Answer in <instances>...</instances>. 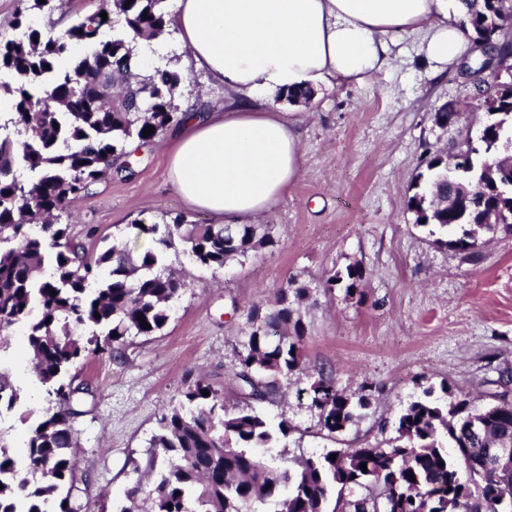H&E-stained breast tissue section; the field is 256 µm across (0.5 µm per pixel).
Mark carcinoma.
<instances>
[{
    "label": "carcinoma",
    "instance_id": "cac0c4a2",
    "mask_svg": "<svg viewBox=\"0 0 512 512\" xmlns=\"http://www.w3.org/2000/svg\"><path fill=\"white\" fill-rule=\"evenodd\" d=\"M164 3L101 0L64 29L30 25L22 38L0 41V71L11 78L0 84L10 98L0 122V332L26 326L34 371L53 403L22 459L0 441V512H81L73 498L74 421L81 415L77 395L88 386L70 370L90 354L118 351L128 338L152 336L166 325L170 303L185 288L166 264L170 250L180 246L197 265L217 270L274 245L267 228L256 233L254 225L241 224L226 238L224 224L175 217L134 225L147 235L142 245L115 243L94 255L59 222V213L86 196L101 174L131 171L130 143H151L181 121L176 99L185 79L177 70L131 72L135 41L169 23ZM467 6L473 42H494L511 53L512 44L498 42V35L512 23V0H467ZM117 24L119 34L102 37ZM76 44L87 46L88 54H73ZM98 73L112 77L119 106L102 101ZM132 89L152 111H128ZM478 89L498 103L485 120L487 142L466 158L456 181L434 175L429 188L408 198L416 225L455 231L444 245L469 254L483 236L512 234V157L502 156L512 139V87L486 76ZM149 125L154 131L145 136ZM363 282V269L349 265L323 288L361 296ZM308 296L307 285L291 278L273 307L247 313L238 357L245 399H270L279 377L299 369L305 329L295 304ZM375 392L369 384L348 394L321 373L307 398L321 429L336 435L355 425ZM431 395L424 391L402 410L392 447L330 448L292 467L253 452L287 436V421L274 428L249 403L229 410L224 393L197 380L157 419L151 447L161 450L164 467L145 497L135 485L117 512H257L255 505L271 498L280 499L281 512H512V462L499 464L491 454L512 445V400L496 393L477 408L465 394L449 401ZM19 399L10 373L0 367V405L11 408Z\"/></svg>",
    "mask_w": 512,
    "mask_h": 512
}]
</instances>
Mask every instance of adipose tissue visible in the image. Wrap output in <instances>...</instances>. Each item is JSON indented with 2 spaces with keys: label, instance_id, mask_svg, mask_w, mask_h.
<instances>
[{
  "label": "adipose tissue",
  "instance_id": "ef3b65f1",
  "mask_svg": "<svg viewBox=\"0 0 512 512\" xmlns=\"http://www.w3.org/2000/svg\"><path fill=\"white\" fill-rule=\"evenodd\" d=\"M175 3L182 46L234 100L224 111L187 113L168 140L169 179L189 206L221 224L248 223L287 196L301 159L284 113L288 94L364 83L390 66L398 35H422L437 62L472 43L463 0Z\"/></svg>",
  "mask_w": 512,
  "mask_h": 512
}]
</instances>
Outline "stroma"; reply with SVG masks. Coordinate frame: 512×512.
<instances>
[{"mask_svg": "<svg viewBox=\"0 0 512 512\" xmlns=\"http://www.w3.org/2000/svg\"><path fill=\"white\" fill-rule=\"evenodd\" d=\"M31 4L0 0V40L17 36L18 18L44 28L92 12L98 0H61L52 15ZM163 40L192 87L180 108L229 105L223 87L178 47L175 32ZM420 42L396 38L389 68L360 85L324 88L315 101L297 105L302 157L294 184L259 218L270 225L274 247L220 270L183 253L169 255L185 288L166 327L128 339L121 356L92 355L78 364L80 379L93 390L74 423L82 512H113L134 481L149 484L156 419L189 384L206 379L223 391L226 407L243 404L236 372L246 314L269 307L293 277L311 290L301 307V369L280 378L273 400L256 405L271 423L285 420L292 430L261 456L388 448L395 418L427 387L448 384L477 406L499 391L500 370L512 367V235L479 244L471 256L437 244L407 206L416 175L426 169V149L452 151L479 134V118L445 126L436 120L443 108L475 103L476 84L460 66L474 63L476 54L438 63L426 58ZM130 161L131 176L100 179L66 219L90 252L133 237L139 224L178 215L191 224L211 223L175 192L164 138L133 148ZM353 264L366 272L363 296L348 297L341 288L324 293L326 278ZM24 334L23 326L9 329V347L0 353L21 394L12 410L0 411V437L18 457L50 407L28 362ZM322 373L349 392L365 383L380 388L352 429L333 438L321 431L305 395Z\"/></svg>", "mask_w": 512, "mask_h": 512, "instance_id": "1", "label": "stroma"}]
</instances>
